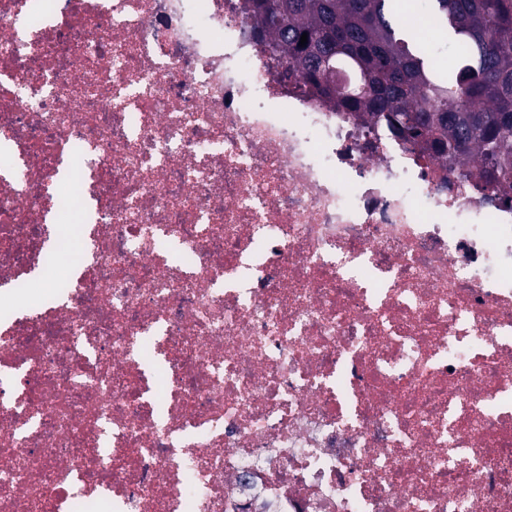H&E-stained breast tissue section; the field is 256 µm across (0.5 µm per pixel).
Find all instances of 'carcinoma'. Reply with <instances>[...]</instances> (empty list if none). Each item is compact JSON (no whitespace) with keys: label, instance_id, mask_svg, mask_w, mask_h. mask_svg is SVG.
Instances as JSON below:
<instances>
[{"label":"carcinoma","instance_id":"carcinoma-1","mask_svg":"<svg viewBox=\"0 0 512 512\" xmlns=\"http://www.w3.org/2000/svg\"><path fill=\"white\" fill-rule=\"evenodd\" d=\"M262 0L248 15L264 46L280 47L275 60L295 87L361 125L375 121L388 134L466 170L484 191L512 203V0H421L446 35L443 46L462 52L447 67L407 22L400 0H288L279 21ZM333 29L335 66L368 92L331 94L336 72L323 66V34ZM305 46H299L302 34ZM402 114L404 131L391 115Z\"/></svg>","mask_w":512,"mask_h":512}]
</instances>
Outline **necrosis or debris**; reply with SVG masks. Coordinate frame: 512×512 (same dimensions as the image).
Instances as JSON below:
<instances>
[{
	"label": "necrosis or debris",
	"instance_id": "necrosis-or-debris-1",
	"mask_svg": "<svg viewBox=\"0 0 512 512\" xmlns=\"http://www.w3.org/2000/svg\"><path fill=\"white\" fill-rule=\"evenodd\" d=\"M243 6L0 0V512H512V205Z\"/></svg>",
	"mask_w": 512,
	"mask_h": 512
}]
</instances>
